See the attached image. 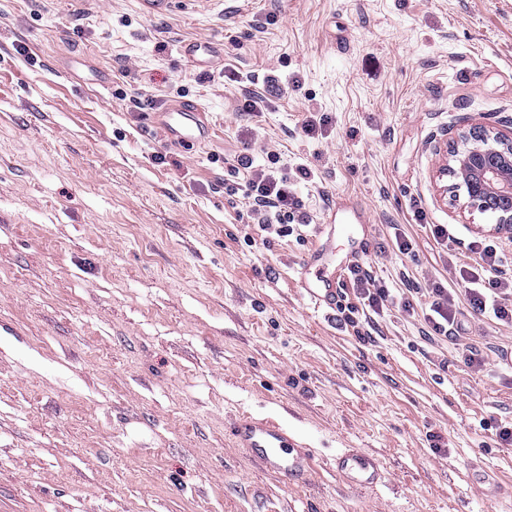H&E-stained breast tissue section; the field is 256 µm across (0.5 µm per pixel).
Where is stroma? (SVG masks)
<instances>
[{
	"label": "stroma",
	"instance_id": "35a3bbf8",
	"mask_svg": "<svg viewBox=\"0 0 512 512\" xmlns=\"http://www.w3.org/2000/svg\"><path fill=\"white\" fill-rule=\"evenodd\" d=\"M189 41L219 52L192 65ZM176 102L209 138L170 141ZM467 116L512 127V0H0V512H512V325L466 311L433 344L393 309L361 337L289 276L350 254L318 229L340 198L388 285L460 283L477 238L512 275L491 217L440 191L432 145ZM247 138L311 168L300 236L248 224L228 165ZM241 413L313 449L305 484L237 446ZM344 448L389 483L344 485Z\"/></svg>",
	"mask_w": 512,
	"mask_h": 512
}]
</instances>
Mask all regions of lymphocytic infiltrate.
<instances>
[{"label": "lymphocytic infiltrate", "instance_id": "obj_1", "mask_svg": "<svg viewBox=\"0 0 512 512\" xmlns=\"http://www.w3.org/2000/svg\"><path fill=\"white\" fill-rule=\"evenodd\" d=\"M233 168L247 174L245 191L241 194L247 201L252 224L262 232L286 237L292 234L294 226L307 225L292 176L276 155H268L266 162L261 163L247 146L234 157ZM469 248L476 259L473 269L463 279V292L436 281L419 300L395 297L366 266L353 264L348 274V295L337 305L339 321L357 332L371 315L384 313L393 306L419 319L424 336L433 340L455 336L457 316L464 307L511 324L512 277L503 275L500 253L494 245L479 239L471 241Z\"/></svg>", "mask_w": 512, "mask_h": 512}]
</instances>
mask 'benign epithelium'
Here are the masks:
<instances>
[{
	"label": "benign epithelium",
	"mask_w": 512,
	"mask_h": 512,
	"mask_svg": "<svg viewBox=\"0 0 512 512\" xmlns=\"http://www.w3.org/2000/svg\"><path fill=\"white\" fill-rule=\"evenodd\" d=\"M433 151L444 161L441 174L455 178L440 187L442 194L465 189L469 208L494 216L490 232L512 242V129L504 133L475 123L449 144L435 142Z\"/></svg>",
	"instance_id": "7a95c632"
}]
</instances>
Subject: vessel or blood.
I'll return each mask as SVG.
<instances>
[{"instance_id":"vessel-or-blood-1","label":"vessel or blood","mask_w":512,"mask_h":512,"mask_svg":"<svg viewBox=\"0 0 512 512\" xmlns=\"http://www.w3.org/2000/svg\"><path fill=\"white\" fill-rule=\"evenodd\" d=\"M162 126L169 137L183 144L200 142L206 136L200 110L181 105L168 108ZM308 271V266H300L297 278L301 286L306 287L314 309L335 308L340 300L337 278L313 285L308 281ZM232 432L237 445L247 449L268 473L291 483H301L309 477L313 460L311 449L296 443L278 422L242 415L235 420ZM333 465L343 480L355 488H372L387 480V473L378 461L355 448L337 452Z\"/></svg>"}]
</instances>
